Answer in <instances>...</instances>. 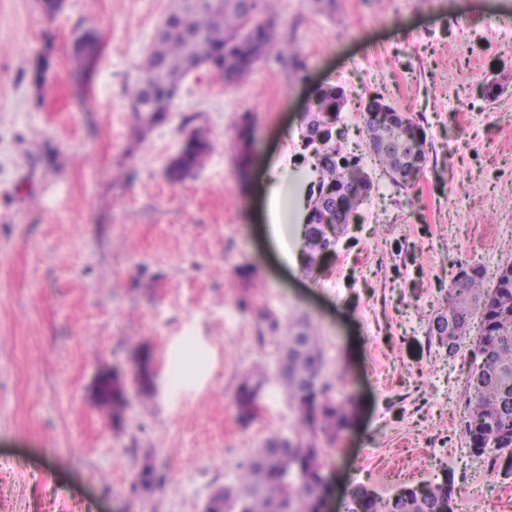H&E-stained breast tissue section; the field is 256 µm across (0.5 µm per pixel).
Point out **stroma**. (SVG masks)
I'll list each match as a JSON object with an SVG mask.
<instances>
[{"label":"stroma","instance_id":"1","mask_svg":"<svg viewBox=\"0 0 512 512\" xmlns=\"http://www.w3.org/2000/svg\"><path fill=\"white\" fill-rule=\"evenodd\" d=\"M168 5L65 0L50 15L40 0H0V512H201L257 446L294 429L267 316L307 322L325 379L356 405L322 453L332 512L350 486L386 496L448 473L455 512H512V475L462 432L469 352L449 355L430 333L459 265L481 266L491 286L512 262V0H276L277 34L295 38L305 76L273 57L235 86L200 70L141 133L125 88ZM86 29L102 50L81 75L71 51ZM320 83L347 89L341 146L374 189L313 278L283 259L269 226L304 186L292 133ZM368 91L426 131L411 189L393 187L367 147ZM246 116L279 191L239 167ZM195 131L204 161L171 180ZM259 367L245 420L237 389ZM104 368L124 377L118 422L94 401ZM147 463L164 480L143 490Z\"/></svg>","mask_w":512,"mask_h":512}]
</instances>
